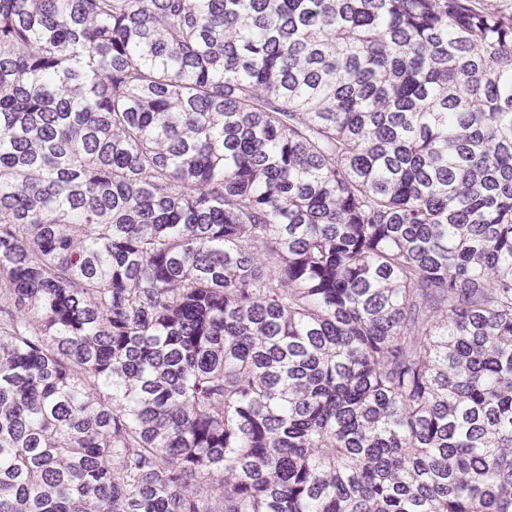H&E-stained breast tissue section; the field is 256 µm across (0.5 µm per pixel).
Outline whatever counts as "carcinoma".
I'll return each mask as SVG.
<instances>
[{
    "instance_id": "obj_1",
    "label": "carcinoma",
    "mask_w": 512,
    "mask_h": 512,
    "mask_svg": "<svg viewBox=\"0 0 512 512\" xmlns=\"http://www.w3.org/2000/svg\"><path fill=\"white\" fill-rule=\"evenodd\" d=\"M0 512H512V0H0Z\"/></svg>"
}]
</instances>
